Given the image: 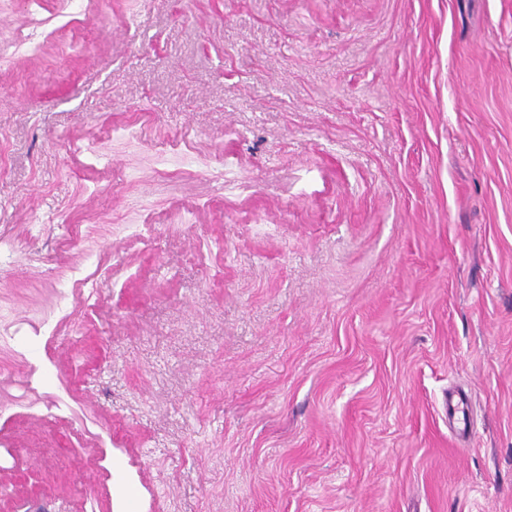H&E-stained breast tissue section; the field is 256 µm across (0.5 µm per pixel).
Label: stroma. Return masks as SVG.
I'll return each mask as SVG.
<instances>
[{"label": "stroma", "mask_w": 512, "mask_h": 512, "mask_svg": "<svg viewBox=\"0 0 512 512\" xmlns=\"http://www.w3.org/2000/svg\"><path fill=\"white\" fill-rule=\"evenodd\" d=\"M0 453V512H512V0H0Z\"/></svg>", "instance_id": "stroma-1"}]
</instances>
